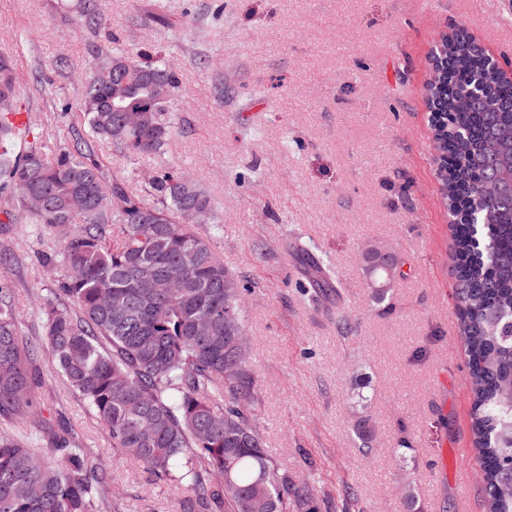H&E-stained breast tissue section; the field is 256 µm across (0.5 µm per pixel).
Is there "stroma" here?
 <instances>
[{
  "label": "stroma",
  "mask_w": 512,
  "mask_h": 512,
  "mask_svg": "<svg viewBox=\"0 0 512 512\" xmlns=\"http://www.w3.org/2000/svg\"><path fill=\"white\" fill-rule=\"evenodd\" d=\"M106 0L119 47H164L180 91L161 159L101 146L145 203L141 174L187 171L220 221L203 226L246 291L265 449L314 512H486L471 451L469 376L457 334L454 243L425 104L430 53L455 28L512 56V0ZM82 0H0V49L15 55L19 103L49 149L73 137L87 68ZM338 272L352 329L312 304L296 240ZM387 246L401 274L384 302L364 252ZM20 337L43 343L46 267L58 237L0 226ZM43 416L62 423L108 472V512H186L187 491L113 447L93 408L40 355ZM369 418L361 441L355 426ZM411 446L398 450V440Z\"/></svg>",
  "instance_id": "obj_1"
}]
</instances>
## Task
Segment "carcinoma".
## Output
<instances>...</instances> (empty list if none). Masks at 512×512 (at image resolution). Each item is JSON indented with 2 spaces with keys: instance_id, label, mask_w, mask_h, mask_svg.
Returning <instances> with one entry per match:
<instances>
[{
  "instance_id": "carcinoma-1",
  "label": "carcinoma",
  "mask_w": 512,
  "mask_h": 512,
  "mask_svg": "<svg viewBox=\"0 0 512 512\" xmlns=\"http://www.w3.org/2000/svg\"><path fill=\"white\" fill-rule=\"evenodd\" d=\"M91 35L88 79L76 105L83 132L47 152L16 126L14 56L0 52V214L69 227L57 257L59 288L44 298L52 359L112 436L156 478L183 487L190 512H285L293 495L311 512L308 485L288 482L269 460L255 421L256 380L243 311L244 285L198 231L193 214L217 215L209 195L180 172L155 171L145 204L99 161L105 143L128 158L159 157L172 138L180 85L164 48L113 51L97 39L102 0H83ZM448 87L432 91L438 151L447 154L442 197L457 222L452 275L458 331L471 380L472 446L486 512H512V70H492L462 30L446 36ZM496 102L489 110L472 90ZM32 141L17 149L22 133ZM498 142L496 153L488 151ZM292 250L318 298L343 302L337 273L296 242ZM383 302L400 274L386 249L366 252ZM181 273L172 278L171 270ZM39 347L20 339L14 289L0 280V418L32 422L53 446L41 459L14 432H0V512H99L112 485L71 433L38 419Z\"/></svg>"
}]
</instances>
